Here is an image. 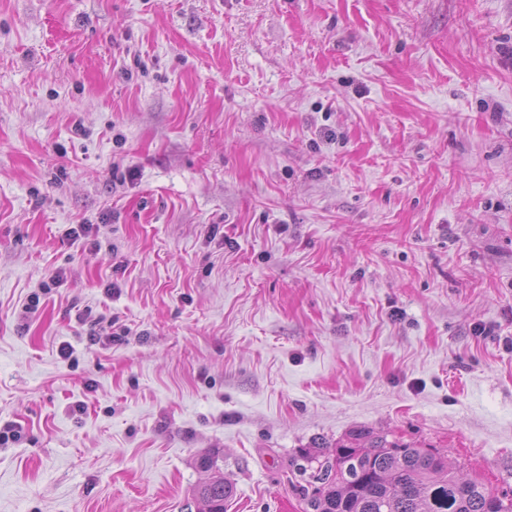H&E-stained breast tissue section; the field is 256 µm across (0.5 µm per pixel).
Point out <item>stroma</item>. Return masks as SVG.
I'll list each match as a JSON object with an SVG mask.
<instances>
[{
	"mask_svg": "<svg viewBox=\"0 0 512 512\" xmlns=\"http://www.w3.org/2000/svg\"><path fill=\"white\" fill-rule=\"evenodd\" d=\"M8 424L0 512H303L360 432L512 497V0H0ZM215 456L206 455L198 460V467L208 478L196 490V497L208 505V512H227V501L232 496L231 486L224 480Z\"/></svg>",
	"mask_w": 512,
	"mask_h": 512,
	"instance_id": "obj_1",
	"label": "stroma"
}]
</instances>
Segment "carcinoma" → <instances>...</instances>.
<instances>
[{
	"instance_id": "carcinoma-1",
	"label": "carcinoma",
	"mask_w": 512,
	"mask_h": 512,
	"mask_svg": "<svg viewBox=\"0 0 512 512\" xmlns=\"http://www.w3.org/2000/svg\"><path fill=\"white\" fill-rule=\"evenodd\" d=\"M292 466L301 476L315 469L317 486L302 487L305 512H512L511 498L462 480L439 452L383 436L361 434L331 453L305 452ZM198 467L208 478L196 497L208 512H227L232 488L216 457H201Z\"/></svg>"
}]
</instances>
